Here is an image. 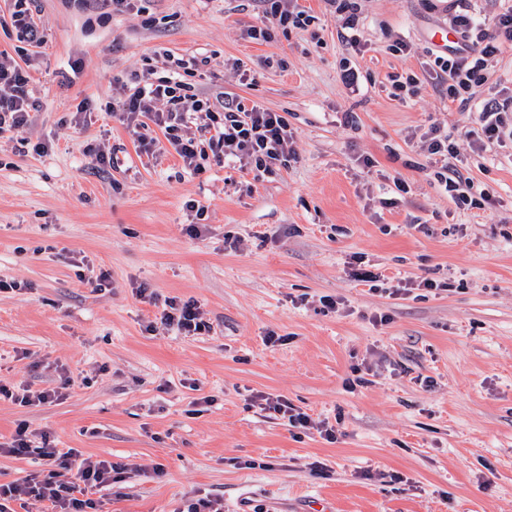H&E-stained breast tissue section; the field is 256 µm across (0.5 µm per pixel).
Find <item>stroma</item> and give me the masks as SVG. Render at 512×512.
Returning <instances> with one entry per match:
<instances>
[{
    "instance_id": "stroma-1",
    "label": "stroma",
    "mask_w": 512,
    "mask_h": 512,
    "mask_svg": "<svg viewBox=\"0 0 512 512\" xmlns=\"http://www.w3.org/2000/svg\"><path fill=\"white\" fill-rule=\"evenodd\" d=\"M299 2L314 23L259 43L260 0H33L46 35L33 48L11 25L16 0H0V51L37 101L0 138V279L18 285L0 293V383L64 390L38 406L1 398L0 442L23 422L127 465L96 512H182L205 496L224 512H512V144L476 151L479 101L449 107L428 82L390 95V76L424 77L430 53L447 54L432 36L453 0H361L359 51L327 0ZM167 56L200 59L198 93L285 116L296 162L257 178L234 162L195 174L171 150L147 159L109 111L127 73ZM435 128L480 204L435 180ZM99 151L114 163L97 172ZM361 264L380 290L352 277ZM172 298L196 301L209 332L161 325ZM258 394L335 425V441L251 406Z\"/></svg>"
}]
</instances>
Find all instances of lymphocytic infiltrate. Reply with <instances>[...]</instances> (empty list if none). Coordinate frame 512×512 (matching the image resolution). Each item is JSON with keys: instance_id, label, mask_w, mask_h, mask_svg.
I'll return each instance as SVG.
<instances>
[{"instance_id": "f902f5d3", "label": "lymphocytic infiltrate", "mask_w": 512, "mask_h": 512, "mask_svg": "<svg viewBox=\"0 0 512 512\" xmlns=\"http://www.w3.org/2000/svg\"><path fill=\"white\" fill-rule=\"evenodd\" d=\"M266 25L253 27L249 36L258 42L270 41L274 28L304 29L313 15L303 7H285L283 0H263ZM448 24L459 40L449 55L433 60L432 73L444 86L449 105L465 106L476 90L491 77V67L506 45L512 44V6L495 17L493 28L475 25L465 11L449 13ZM198 63L193 59L176 60L169 76L152 79L145 72H130L122 84L123 96L112 104V114L126 125L150 151L149 126L162 129L167 142L181 159L185 169L197 172L201 162L232 160L240 168L263 175L276 167L290 166L295 160L288 122L280 113L259 104H246L236 97L210 99L198 95L190 82ZM31 76L7 53L0 52V134L26 126L36 104L29 94ZM483 144L512 141V90L498 92L485 99L478 115ZM195 126L196 136L188 137L184 128ZM426 151L436 170L434 177L445 192L466 200L474 183L464 177L450 160L455 151L448 135L434 133ZM160 320L168 330L189 336L209 331L197 302L169 299ZM260 410L286 419L289 426L316 429L325 440L336 438V429L328 422H317L288 401L258 395L253 399ZM36 456L47 461L48 474L28 475L24 479L0 484V512H14V505L29 500L49 502L51 512H94L92 493L112 485L120 465L107 460L83 459L74 462V450L55 448L49 438H36L26 425H18L11 440L0 443V455Z\"/></svg>"}]
</instances>
